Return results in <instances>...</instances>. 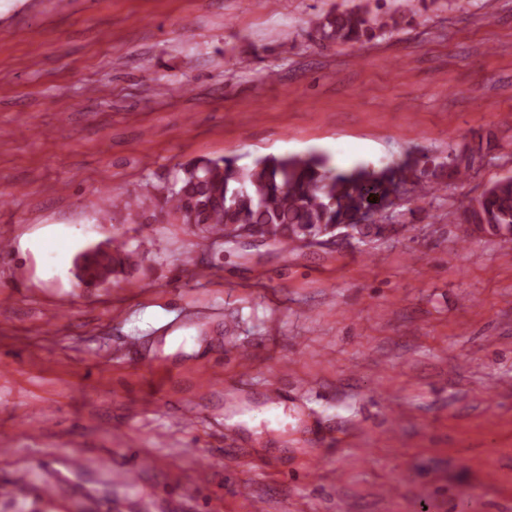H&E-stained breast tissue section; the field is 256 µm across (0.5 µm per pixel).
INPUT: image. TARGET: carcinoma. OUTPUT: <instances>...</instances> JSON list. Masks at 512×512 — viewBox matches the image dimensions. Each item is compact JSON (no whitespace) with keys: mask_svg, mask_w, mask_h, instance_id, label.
I'll return each mask as SVG.
<instances>
[{"mask_svg":"<svg viewBox=\"0 0 512 512\" xmlns=\"http://www.w3.org/2000/svg\"><path fill=\"white\" fill-rule=\"evenodd\" d=\"M371 0H359L351 9H334L312 20L319 39L329 44H358L378 33L391 32L404 19L399 13L380 14ZM454 156L453 169L413 154L378 167L337 169L329 158L310 152L269 155L249 166L233 157L201 158L175 170L163 188L160 210L195 230L222 240L247 224L275 242L316 239L338 224H349L365 235L375 226L363 216L379 211L388 220L403 196L421 199L445 189L448 174L466 177L473 155ZM458 220L474 224L483 235L512 242V177L490 184L476 204H464ZM139 265V255L123 247L99 245L79 253L76 276L87 286L112 281V276Z\"/></svg>","mask_w":512,"mask_h":512,"instance_id":"1","label":"carcinoma"}]
</instances>
